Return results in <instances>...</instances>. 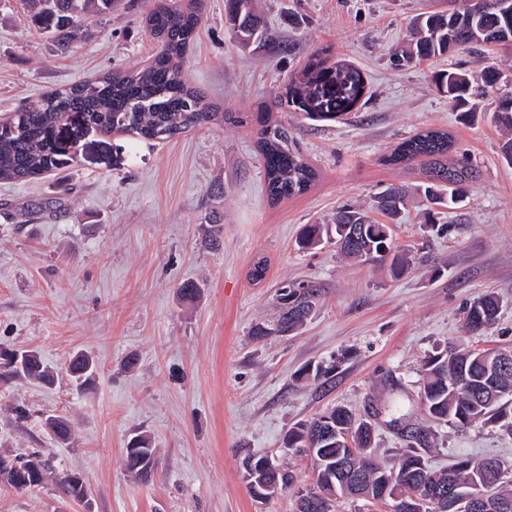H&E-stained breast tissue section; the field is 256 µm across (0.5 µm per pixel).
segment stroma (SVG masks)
I'll use <instances>...</instances> for the list:
<instances>
[{
  "label": "stroma",
  "instance_id": "obj_1",
  "mask_svg": "<svg viewBox=\"0 0 512 512\" xmlns=\"http://www.w3.org/2000/svg\"><path fill=\"white\" fill-rule=\"evenodd\" d=\"M428 0H256L274 34L271 46L241 50L224 27V0H201L204 24L182 76L215 111L268 105L293 128L317 169L306 192L278 202L265 190L254 125L214 123L171 142L105 136L71 116L61 142L71 164L27 182L0 181V348L35 350L53 371L44 387L0 378V455L41 451L57 473H80L94 512H293L285 492L255 500L243 460L266 455L288 465L296 484H313L309 458L283 446L288 430L335 406L377 412L379 458L403 448L394 427L429 430L432 467L457 457H495L512 482V435L498 425L451 428L428 420L419 403L425 359L455 343L512 347V165L504 133L484 113L468 121L432 84L457 62L481 70L512 66V49H476L395 67L410 21ZM153 0H122L112 14L88 18L62 45L31 21L28 0H0V119L47 91L148 64L154 41L143 19ZM360 70L367 90L334 121L287 107L292 77L315 50ZM447 131L480 176L463 209L424 221L416 187L424 162L386 164L407 137ZM411 195L392 223L409 266L362 264L335 245L302 251L306 224L331 223L346 204L371 205L388 186ZM223 228L219 249L211 225ZM265 260L263 279L251 269ZM310 282L316 305L285 336L253 340L275 325L282 281ZM199 289L182 299L183 283ZM495 295L494 325L472 335L463 315ZM97 369L83 387L66 373L76 352ZM322 366L325 381L299 378ZM67 416L69 443L44 427ZM137 432L157 450L148 479L131 475L125 447ZM58 482L20 493L0 487V512H85Z\"/></svg>",
  "mask_w": 512,
  "mask_h": 512
}]
</instances>
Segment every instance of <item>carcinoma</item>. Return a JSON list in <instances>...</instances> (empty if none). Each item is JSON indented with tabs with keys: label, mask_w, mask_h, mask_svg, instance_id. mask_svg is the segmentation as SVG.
Wrapping results in <instances>:
<instances>
[{
	"label": "carcinoma",
	"mask_w": 512,
	"mask_h": 512,
	"mask_svg": "<svg viewBox=\"0 0 512 512\" xmlns=\"http://www.w3.org/2000/svg\"><path fill=\"white\" fill-rule=\"evenodd\" d=\"M34 21L57 36L74 40L79 22L87 15L111 11L120 0H30ZM443 11L420 14L413 23L412 39L402 57L426 61L450 55L468 45H488L512 40V23L505 21L501 11L486 7L473 10L469 0ZM202 20L198 0H155L146 17V25L157 44V52L143 68L112 72L92 82L56 89L46 93L32 106L24 107L0 120V181H28L68 165L59 150L55 130L68 113L81 112L84 118L104 135L112 131L126 132L137 138L168 142L179 135L201 127L217 117L197 88L181 76V64L189 51ZM224 24L244 49H260L271 35L263 26L255 0H224ZM326 50L312 55L301 73L298 87L307 89L322 80ZM501 73L493 66L473 75L463 69L439 70L433 75L438 93L467 121L478 112L484 99L495 105L493 116L507 131H512V86L501 84ZM224 122L236 125L258 124L256 146L265 163L267 192L280 201L295 196L317 178L315 168L302 154L288 126L260 111L244 115L224 113ZM451 140L442 130H427L399 143L387 157L391 165H409L418 158L426 160L428 184L424 197L430 204L448 209L462 207L460 195L469 192L470 183L479 176L476 165L465 153L451 156ZM377 208L389 217H396L406 205V190L391 186L376 200ZM336 236V246L347 257L364 262L380 253L393 254L391 266L398 273L404 270L403 257L395 248L389 226L370 218L362 208L348 206L336 215L333 224H306L298 241L302 250L315 249ZM287 311L281 322L290 326L303 323L313 306L312 285L284 282L279 289ZM498 303L491 296L477 298L469 304L464 319L468 331H482L496 320ZM96 368L85 353L73 355L68 372L78 386L84 385ZM0 370L3 374L50 384L53 373L34 350L0 348ZM422 386L426 397L428 419L454 427H467L476 422H496L512 434V349L464 350L453 346L431 356L423 368ZM45 426L56 440L65 442L71 430L62 417L49 416ZM416 438L405 443L397 462L387 467L373 458V431L370 423L351 410L337 407L310 420L296 424L288 431L286 447L296 452L315 451L325 459L319 477L322 489L332 492V485H345L336 495L367 496L386 501L384 470L397 469L406 474L399 495L412 492L420 485L444 490L455 485L480 480L471 458L461 457L445 471L432 469L429 463V433L413 429ZM39 460L41 470L34 477L28 470L31 459ZM155 460L150 437L138 434L126 446L128 468L141 467L140 477L151 472L142 466ZM490 467L491 499L509 505L512 512V488H505L496 476L499 463L487 460ZM50 470V459L40 452L18 460L17 478L28 481L26 490L42 487ZM266 478L279 482L282 489L295 486V476L281 465ZM65 492L82 502L88 494L86 484L72 485L68 474L60 477Z\"/></svg>",
	"instance_id": "carcinoma-1"
}]
</instances>
